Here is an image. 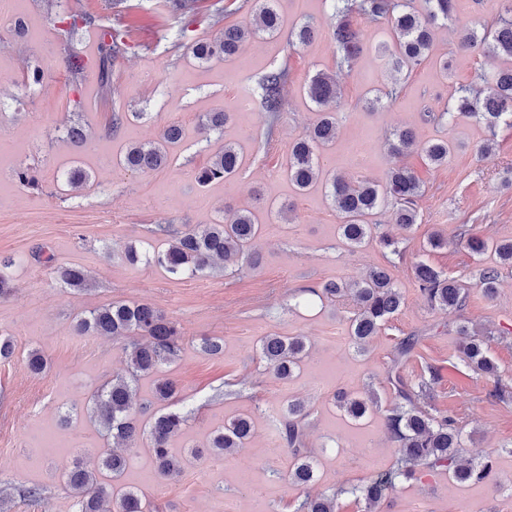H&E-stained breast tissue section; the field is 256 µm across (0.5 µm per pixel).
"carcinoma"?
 Returning a JSON list of instances; mask_svg holds the SVG:
<instances>
[{"label": "carcinoma", "mask_w": 512, "mask_h": 512, "mask_svg": "<svg viewBox=\"0 0 512 512\" xmlns=\"http://www.w3.org/2000/svg\"><path fill=\"white\" fill-rule=\"evenodd\" d=\"M278 0H252L251 11L255 23L251 26L227 25L213 38L198 41L192 49L200 62L213 58H232L242 45L254 38H273L283 32V20L277 8ZM336 18L332 40L336 48L338 67L352 68L353 62L363 51L362 32L357 25L361 19L384 30L389 39L378 44L375 52L385 58L392 75V82L381 92L372 106L382 108L400 96L399 76L408 73L429 56L433 46L434 30L456 19L454 0H424L423 11L411 6V0H330ZM315 28L309 22L288 30V41L302 45L313 39ZM124 34L118 29H105L100 34L98 46L99 77L103 88L112 86V59L125 52ZM460 50L505 58L508 65L499 68L493 78L482 80L479 87L465 86L455 89L451 102L439 112L438 119L453 124L459 120L474 119L495 131L500 124L512 127V0H502V12L492 23L462 24L459 30ZM286 82L283 70L273 69L258 82L260 111L274 114L281 111L282 91ZM308 99L318 110L314 124L295 138L288 149L285 173L297 192L304 193L320 184L326 196L342 218L338 233L344 243L359 248L376 235L378 225L370 217L379 209L392 208V220L401 229L408 230L418 221L417 199L422 186L415 174L405 166L392 168L386 182L377 184L368 179L354 183L343 178L324 174L320 167L321 157L336 142V128L340 107V90L336 79L319 71L306 85ZM230 119L222 110L205 112L199 126L205 132L220 131ZM183 137L182 129L169 125L159 137L148 143L128 146L120 164L130 171L152 172L168 165L170 148ZM396 154L418 151L427 162L440 166L448 160L453 144L439 141L421 144L415 133L399 129L389 139ZM243 166L239 149L226 144L198 174V182L230 181ZM225 221L222 224H206L192 227L159 224L155 233L168 240L163 250L140 253L129 245L124 256L129 262L144 261L148 265L164 269L177 277L194 278L203 274L218 259L226 261L240 257L245 265L256 269L260 265L258 252L253 243L261 231L255 214L248 209H236L224 205ZM468 249L483 254L494 248L500 264L512 267V241L494 245L480 236H467ZM16 260L12 256H0V295L12 290L10 269ZM57 280L66 288L83 290L90 286L80 267L56 266L53 257L43 258ZM419 290L433 308L458 309L466 295L457 280L425 263L414 267ZM499 281V270L486 267L480 270L478 285L487 295H492ZM309 292L320 298L333 300L347 293L353 295L357 309L350 319L351 340L358 349L378 334L381 327L401 308L403 299L390 274L384 267H373L366 275L349 283L328 282L320 289ZM78 335L110 336L121 339L136 336L138 340L127 349L124 372L112 376L93 395V418L112 439L118 443L132 444L145 435L150 440L154 468L162 480L178 476L184 468V459L173 453V437L186 429L189 416L175 411L155 413L149 419L141 416L156 403L174 400L180 392L178 380L160 374L164 365L175 361L182 350V335L177 325L164 313L149 303L112 302L89 310L76 321ZM461 334L468 337L462 349L463 360L474 369L488 375L496 373V366L489 356L492 332L472 335L467 327ZM418 342V337L404 338L387 371V380L393 390L394 401L386 415V429L395 445L397 465L388 471L378 472L351 488V493L366 504L365 512H382L381 505L388 492L400 480H412L418 473L447 471L457 482H483L491 471L489 461L475 464L463 459L464 437L446 416L434 417L415 403L414 388L402 375V368ZM307 343L302 336H266L261 341V357L268 369L279 379L293 376L305 358ZM47 359L38 350L28 353L25 369L32 375L47 370ZM154 378L151 397L138 396L139 381ZM334 400L354 420L363 418L378 401L372 397L361 398L343 390L334 394ZM304 403L294 400L280 422L279 434L283 444L291 449L293 460L288 469L289 481L301 488H309L315 482L314 463L303 452L305 446ZM253 425L248 416H238L215 430L209 447L224 455H231L246 447L252 437ZM128 467L124 454L115 451L99 458L98 467L87 468L76 461L62 477V481L75 499L77 512H108L104 502H112L113 512H149L138 492L124 488L113 493L112 484L100 480L105 475L121 478ZM297 512H338V493L306 494Z\"/></svg>", "instance_id": "obj_1"}]
</instances>
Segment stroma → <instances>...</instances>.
I'll use <instances>...</instances> for the list:
<instances>
[{
    "label": "stroma",
    "mask_w": 512,
    "mask_h": 512,
    "mask_svg": "<svg viewBox=\"0 0 512 512\" xmlns=\"http://www.w3.org/2000/svg\"><path fill=\"white\" fill-rule=\"evenodd\" d=\"M6 2L29 17L26 37L0 29V255L16 260L13 290L0 297V332L15 344L13 359L0 361V491L14 498V512H75L62 474L75 459L91 465L114 447L92 418L89 399L122 371L127 342L85 336L74 344L70 337L81 314L115 301L152 304L177 321L184 336L179 359L166 369L181 391L160 409L189 414L186 430L172 443L188 462L178 477L156 480L142 440L128 450L130 466L121 480L139 490L151 512H295L304 492L288 480L291 451L282 447L270 454L265 445L278 441V419L296 399L309 412L305 449L314 459L313 491L339 492V512H363L352 487L396 463L384 427L393 401L387 370L407 336L418 343L404 373L412 384L430 385L422 406L452 418L466 439L465 456L477 462L491 458L492 471L478 484L456 483L440 471L397 483L384 512H512V399L490 396L495 383L512 386V268L500 266L494 252L478 256L460 241L467 231L491 242L512 240V127L492 133L470 120L451 126L425 118L441 111L453 88L492 73L498 60L459 55L453 33L439 30L429 58L404 77L397 101L376 110L370 102L390 74L370 51L352 69L337 68L324 0H278L285 26L316 25L310 43L293 46L284 35L259 40L245 44L228 63L199 62L192 47L221 25L249 23L247 0H194L184 15L173 12L168 0H117L103 23L125 30L129 50L116 59L107 92L98 79L96 48L85 36L69 34L74 14L97 10L99 0ZM71 44L85 62L75 79L65 62ZM34 67L43 73L37 85L24 80ZM280 68L288 72L283 106L271 126L272 141L260 150L256 140L268 127L267 115L240 111L239 99L255 96L260 78ZM320 70L335 75L342 91L338 135L323 158L324 172L381 183L393 166L404 164L424 185L412 230L393 229L390 209L376 217L398 238L397 251L375 240L349 248L337 234L341 218L321 187L298 194L283 172L290 143L316 118L305 87ZM218 108L232 113V120L223 131L201 133V113ZM116 112L129 118L114 132L110 121ZM76 120L89 135L82 147L64 135ZM173 123L182 127L184 139L164 169L133 173L121 165L129 145L153 139ZM398 127L413 129L422 143L452 141L447 164L429 165L417 153L391 155L386 138ZM487 141L493 153L484 159L478 149ZM227 143L244 156L241 175L199 184L197 172ZM21 168L36 188L18 182ZM76 168L88 178L73 187L67 174ZM289 202L294 210L287 222L266 223L269 204ZM228 203L265 222L254 243L262 257L258 269L243 266L230 276L217 270L190 280L123 261L131 243L142 251L166 247V239L153 235L154 225L214 224ZM433 232L447 237V247L427 246ZM41 247L53 253L56 264L82 267L92 279L90 289L61 287L34 259ZM419 262L465 288L462 310L427 305L413 274ZM493 265L500 268V281L489 297L476 282L479 270ZM375 266L390 269L404 304L360 350L350 341V301L312 307L302 301L305 289L350 282ZM462 325L473 332L494 330L490 355L496 376L463 362ZM270 335L310 341L291 379L276 378L261 360V340ZM208 336L223 338L222 355L201 350ZM35 349L50 364L46 374L34 376L24 368V358ZM341 388L375 395L380 406L352 420L334 401ZM242 415L253 422L247 448L226 458L211 451V432ZM197 449L202 457L195 461L190 454ZM243 471L256 474L255 486L240 482ZM32 488L39 497H26Z\"/></svg>",
    "instance_id": "stroma-1"
}]
</instances>
